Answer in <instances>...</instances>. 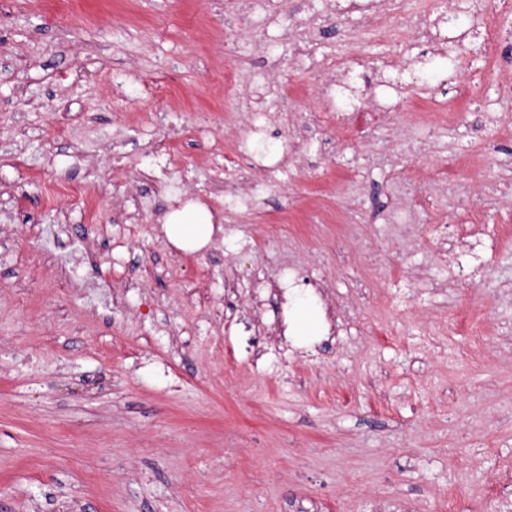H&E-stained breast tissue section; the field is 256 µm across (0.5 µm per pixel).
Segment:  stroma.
Segmentation results:
<instances>
[{"label": "stroma", "instance_id": "stroma-1", "mask_svg": "<svg viewBox=\"0 0 512 512\" xmlns=\"http://www.w3.org/2000/svg\"><path fill=\"white\" fill-rule=\"evenodd\" d=\"M448 7L407 55L339 7L323 18L325 52L349 57L331 104L373 114L379 84L403 102L357 142L310 127L329 103L290 50L276 63L251 51L225 83L222 0L0 12V512H494L490 489L512 472V243L469 283L435 264L474 208L482 232L512 226V199L483 205L486 185H512V102L474 100L414 145L417 103L462 78L447 54L478 50L469 0ZM363 53L379 58L368 81ZM173 58L174 92L153 91ZM270 66L294 99L254 132L239 105L271 97L249 76ZM152 125L179 167L157 166ZM304 128L310 152L283 157ZM243 139L248 160L214 172L212 146L230 155ZM446 159L456 180L432 181ZM244 177L246 206L225 210V181ZM405 179L427 189L419 221L440 239L389 231L391 204L413 202L395 190ZM58 181L86 197L46 208ZM189 202L223 226L197 252L164 232ZM355 216L378 258L339 247ZM397 287L417 288L409 307L391 305ZM304 306L311 336L295 331Z\"/></svg>", "mask_w": 512, "mask_h": 512}]
</instances>
